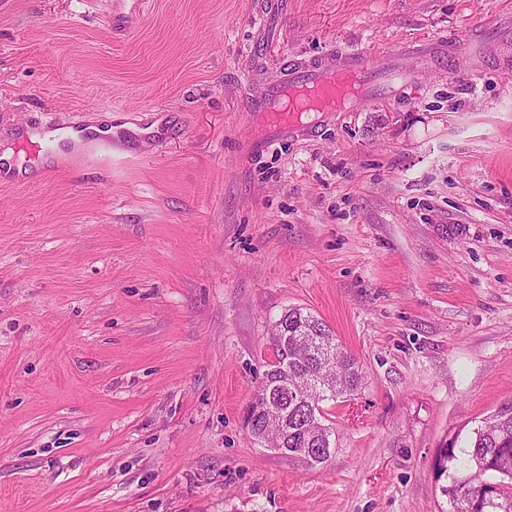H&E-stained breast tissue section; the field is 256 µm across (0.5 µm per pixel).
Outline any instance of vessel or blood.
Wrapping results in <instances>:
<instances>
[{
	"mask_svg": "<svg viewBox=\"0 0 512 512\" xmlns=\"http://www.w3.org/2000/svg\"><path fill=\"white\" fill-rule=\"evenodd\" d=\"M466 41L437 37L385 53L376 60L357 49L339 48L309 59L284 63L277 79L258 83L247 76L244 96L259 131L247 141L246 154L259 153L273 143L313 136L318 126L379 93L395 95L410 78L403 58L429 66L445 58L466 54Z\"/></svg>",
	"mask_w": 512,
	"mask_h": 512,
	"instance_id": "obj_1",
	"label": "vessel or blood"
}]
</instances>
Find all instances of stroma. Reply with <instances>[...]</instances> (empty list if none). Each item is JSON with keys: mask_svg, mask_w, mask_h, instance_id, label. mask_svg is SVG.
Returning <instances> with one entry per match:
<instances>
[{"mask_svg": "<svg viewBox=\"0 0 512 512\" xmlns=\"http://www.w3.org/2000/svg\"><path fill=\"white\" fill-rule=\"evenodd\" d=\"M261 4L0 0V512H453L438 449L512 399V0H288L269 78L497 36L245 159ZM293 306L366 374L315 469L245 424Z\"/></svg>", "mask_w": 512, "mask_h": 512, "instance_id": "stroma-1", "label": "stroma"}]
</instances>
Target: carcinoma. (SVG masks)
Returning a JSON list of instances; mask_svg holds the SVG:
<instances>
[{"mask_svg": "<svg viewBox=\"0 0 512 512\" xmlns=\"http://www.w3.org/2000/svg\"><path fill=\"white\" fill-rule=\"evenodd\" d=\"M271 341L275 362L262 374L246 425L275 450H288V460L317 468L330 459L323 450L331 448L333 434L320 403L354 395L363 369L325 323L301 307L288 308ZM435 478L441 494L464 512H512L511 400L438 450Z\"/></svg>", "mask_w": 512, "mask_h": 512, "instance_id": "carcinoma-1", "label": "carcinoma"}]
</instances>
